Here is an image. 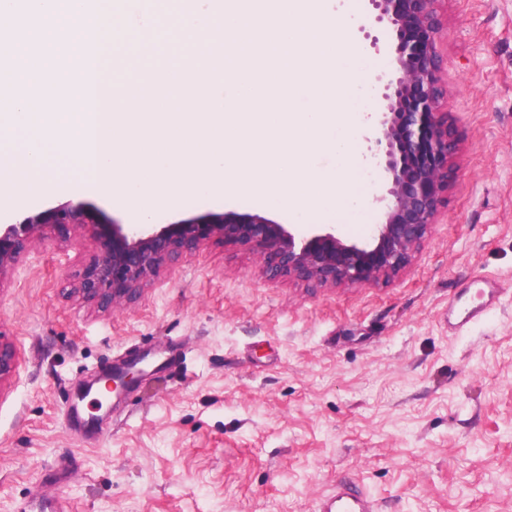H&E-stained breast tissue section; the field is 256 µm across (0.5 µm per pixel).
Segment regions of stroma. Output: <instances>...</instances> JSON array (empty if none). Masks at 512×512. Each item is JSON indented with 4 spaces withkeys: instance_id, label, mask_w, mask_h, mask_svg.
Instances as JSON below:
<instances>
[{
    "instance_id": "obj_1",
    "label": "stroma",
    "mask_w": 512,
    "mask_h": 512,
    "mask_svg": "<svg viewBox=\"0 0 512 512\" xmlns=\"http://www.w3.org/2000/svg\"><path fill=\"white\" fill-rule=\"evenodd\" d=\"M338 0L365 112L387 66ZM438 43L458 147L447 203L412 266L384 286L269 279L215 238L102 312L76 290L91 230L35 248L0 278V340L18 353L0 388V512L47 498L64 512H319L337 477L379 512H512V0H441ZM82 200L134 223L112 196L67 178L20 212ZM285 210L193 195L168 224ZM485 306L478 321L462 311ZM158 355L118 397L84 381Z\"/></svg>"
}]
</instances>
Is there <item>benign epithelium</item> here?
Instances as JSON below:
<instances>
[{
    "instance_id": "1",
    "label": "benign epithelium",
    "mask_w": 512,
    "mask_h": 512,
    "mask_svg": "<svg viewBox=\"0 0 512 512\" xmlns=\"http://www.w3.org/2000/svg\"><path fill=\"white\" fill-rule=\"evenodd\" d=\"M373 22L396 40L379 84L380 116L365 137L374 166L372 201L379 220L368 241L348 242L326 230L298 236L259 214L212 213L156 227L126 229L113 220L94 224L97 253L78 272V290L104 311L134 303L162 269L211 238H222L254 255L273 279L311 288L388 283L411 266L445 204L448 166L456 140L441 111L445 94L438 42L442 29L438 0H366ZM91 209L81 200L50 205L0 225V277L31 249L67 226L89 225ZM18 366L13 344L0 341V384ZM141 375L136 366L97 378L120 392Z\"/></svg>"
}]
</instances>
